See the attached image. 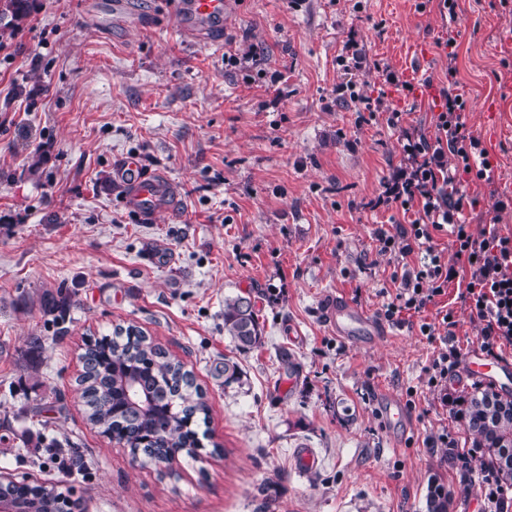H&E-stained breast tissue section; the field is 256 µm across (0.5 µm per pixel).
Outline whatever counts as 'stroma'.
Masks as SVG:
<instances>
[{"mask_svg": "<svg viewBox=\"0 0 512 512\" xmlns=\"http://www.w3.org/2000/svg\"><path fill=\"white\" fill-rule=\"evenodd\" d=\"M134 23L101 28L100 0H36L0 60V469L70 491L81 512H447L475 499L449 448L477 438L427 385L420 319L453 308L461 362L448 394L471 397L465 356L480 329L450 283L424 316L379 320L380 342L336 336L327 305L378 314L394 265L373 232L402 159L399 130L358 124V96L383 97L434 136L443 87L512 191V0H457L459 69L437 45L438 0H232L219 42L183 36L166 0H131ZM352 45L359 68L338 57ZM253 53L249 68L228 54ZM390 68L408 90L385 85ZM281 73L280 90L269 89ZM354 83V94L338 93ZM163 174L179 207L147 221L125 202L119 163ZM64 290V318L43 306ZM256 305L262 343L224 333V300ZM134 324L185 363L209 406L197 458L142 463L84 414L86 344ZM41 337L35 367L21 359ZM293 369H285L281 352ZM232 360L238 381L225 383ZM396 397L402 420L386 415ZM313 449L315 470L294 451ZM456 447V448H457ZM82 456L84 468L70 460Z\"/></svg>", "mask_w": 512, "mask_h": 512, "instance_id": "stroma-1", "label": "stroma"}]
</instances>
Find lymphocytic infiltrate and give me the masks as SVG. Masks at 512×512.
<instances>
[{
    "label": "lymphocytic infiltrate",
    "mask_w": 512,
    "mask_h": 512,
    "mask_svg": "<svg viewBox=\"0 0 512 512\" xmlns=\"http://www.w3.org/2000/svg\"><path fill=\"white\" fill-rule=\"evenodd\" d=\"M465 108L461 96L443 93L434 138L404 131L401 181L386 188L382 201L402 213H413L414 218L392 230L379 227L374 231L381 254L398 262L391 277L395 295L379 316L397 324L402 313H422L445 293L449 283L467 275L458 298L480 327L482 352L497 361L503 346H512V234H499L495 225L504 211L512 210V197L498 193L494 165L480 138L468 128ZM468 176L486 185L492 202V227L478 235L471 232L468 221L479 204L463 189ZM441 233L453 239L455 264L445 262L433 245L435 235ZM413 254L417 263H408ZM456 325L450 308L440 311L437 321L419 324L421 335L438 346L427 369V384L438 391L460 357L454 343ZM455 462L464 475L479 474L483 512H506L512 505V487L503 484L495 466L477 464L471 449L458 453Z\"/></svg>",
    "instance_id": "lymphocytic-infiltrate-1"
}]
</instances>
